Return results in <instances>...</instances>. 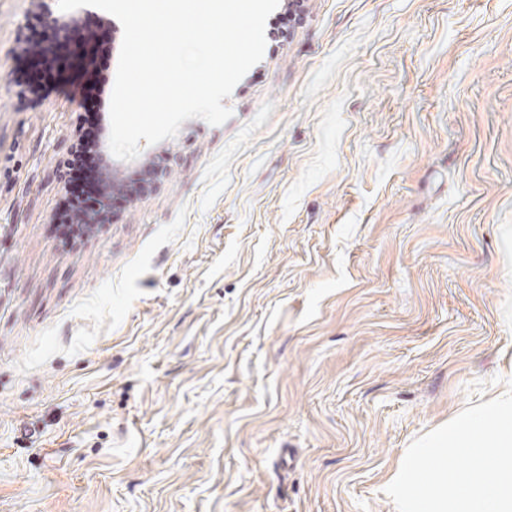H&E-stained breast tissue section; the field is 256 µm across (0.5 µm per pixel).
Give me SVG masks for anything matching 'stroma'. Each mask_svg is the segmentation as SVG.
I'll return each mask as SVG.
<instances>
[{"label":"stroma","instance_id":"1","mask_svg":"<svg viewBox=\"0 0 512 512\" xmlns=\"http://www.w3.org/2000/svg\"><path fill=\"white\" fill-rule=\"evenodd\" d=\"M0 0V512H391L400 453L512 355V0H279L156 191L69 244L123 29L36 96Z\"/></svg>","mask_w":512,"mask_h":512}]
</instances>
